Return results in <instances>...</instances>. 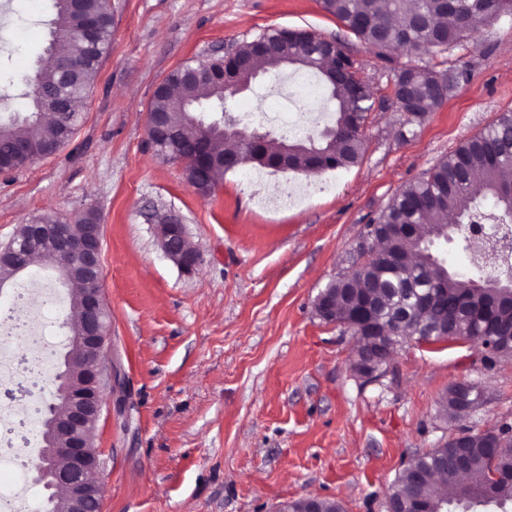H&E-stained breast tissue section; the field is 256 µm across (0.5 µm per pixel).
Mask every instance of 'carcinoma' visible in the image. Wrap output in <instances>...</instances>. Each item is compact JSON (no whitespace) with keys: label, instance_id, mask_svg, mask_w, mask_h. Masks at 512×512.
<instances>
[{"label":"carcinoma","instance_id":"cac0c4a2","mask_svg":"<svg viewBox=\"0 0 512 512\" xmlns=\"http://www.w3.org/2000/svg\"><path fill=\"white\" fill-rule=\"evenodd\" d=\"M405 0H321L322 8L368 47L382 51L386 41L396 40L412 54L430 53L447 48L477 32L483 22L494 15L512 13V0H457L449 8L444 0H417L414 9L404 8ZM53 18L57 49L71 62L60 72L53 66L38 71L40 88L45 93L62 89L83 96L93 83L104 45L112 32V10L108 0H80L72 7L70 0H55ZM279 43V56L293 59L292 67L316 72L334 104L324 131L332 136L321 138L318 147L324 156L320 168L336 169L357 165L365 146L362 128L373 111L372 93L357 76L356 61L343 42L336 46L334 66L342 69L346 84L332 83L330 72L320 66L319 36L305 30L270 29L260 35ZM235 55L253 70H266L268 57L247 41L236 48ZM440 72L429 67L404 65L394 71L393 85H405L420 118L437 111L444 104L435 81ZM167 89L153 94L148 113L169 121L175 133L179 156L185 163L190 186L209 194L224 176L225 163L255 160L268 167L277 159V151L265 143L256 151H241V144L224 138V121L216 117L205 129L194 122L195 113L187 111L203 100L211 106H223L224 83L183 78L182 68L171 71L164 79ZM81 116L62 115L44 109L38 100L29 98L22 120H0V171L20 169L33 158L15 150L20 141L36 144L56 152L66 143ZM221 144L224 149H216ZM294 147V168L313 165L312 156L300 140ZM490 197L493 207L490 221L512 224V112L501 114L497 121L480 134L440 159L423 177L404 185L380 215L369 225L366 235L384 238L390 224L401 225V232L386 241L383 251L365 258V248L358 245L346 273L338 274L326 288H357L370 293L376 303L374 312L389 326L393 338L417 332L422 326L438 335L454 336L465 332L478 340L495 337L497 355L512 356V300L498 288H486L474 279L451 274L431 283V242L443 238L450 224H471L473 215L481 213L476 201ZM46 249L45 240L35 235L31 226L23 225L16 233L14 248L22 253L31 248ZM468 509L483 500L484 484L491 462L504 471H512V439L507 448L487 447L482 437L471 439L466 448ZM395 496L436 509L440 496L448 503L459 502V490L453 483L438 489L429 481L420 484L397 480ZM494 504L507 512L512 504V483L494 489Z\"/></svg>","mask_w":512,"mask_h":512}]
</instances>
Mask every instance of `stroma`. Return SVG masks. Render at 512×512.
<instances>
[{"label":"stroma","mask_w":512,"mask_h":512,"mask_svg":"<svg viewBox=\"0 0 512 512\" xmlns=\"http://www.w3.org/2000/svg\"><path fill=\"white\" fill-rule=\"evenodd\" d=\"M54 15V0H0L1 117L24 108L18 76L44 60ZM272 28L346 43L377 103L364 156L316 173L246 163L200 194L183 163L147 145L153 92L175 68ZM405 64L458 76L445 104L409 130L392 97V72ZM292 83L267 72L228 107L280 137L268 101ZM80 109L59 151L0 174V248L45 213L71 223L92 211L102 226L103 369L124 379L123 390H105L95 432L103 512H272L309 495L386 512L409 462L458 429L512 425V356L411 340L367 382L351 369L354 337L314 309L399 189L512 111V14L443 52L381 58L320 0H112L110 49ZM292 183L307 198L271 206ZM170 217L201 253L194 274L160 247L157 226ZM69 294L52 264L31 266L0 289V311L49 335L43 353L54 360ZM460 381L481 398L453 417L444 398Z\"/></svg>","instance_id":"obj_1"}]
</instances>
